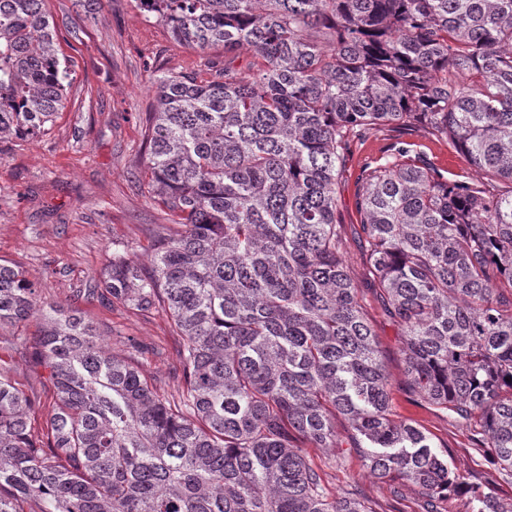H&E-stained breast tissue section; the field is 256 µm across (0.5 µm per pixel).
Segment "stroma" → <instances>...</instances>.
Listing matches in <instances>:
<instances>
[{
	"label": "stroma",
	"mask_w": 512,
	"mask_h": 512,
	"mask_svg": "<svg viewBox=\"0 0 512 512\" xmlns=\"http://www.w3.org/2000/svg\"><path fill=\"white\" fill-rule=\"evenodd\" d=\"M44 10L61 27L78 30L83 43L61 52L74 62L66 107L50 129L33 140L0 141V259L20 268L43 303L80 309L112 352L134 356L144 377L169 399H178L179 338L160 311L140 312L108 302L86 301L114 250L149 265L159 242L172 233L166 208L153 201L142 175L144 121L155 105V78L193 74L223 65L224 50L199 52L176 44L167 26L147 16L136 0H102L88 13L75 0H45ZM451 179L480 183L497 194L512 186L470 165L445 137L421 125L369 128L349 136L337 164V214L341 257L363 298L391 381L395 417L419 424L435 446L447 448L453 469L497 481L501 502H512V484L498 482L470 431L409 390L402 331L385 311L370 272L358 211L368 172L398 152ZM40 331L38 320L0 328V374L39 400L31 416L42 431L53 387L19 341ZM309 463L333 494L353 493L373 512H426L418 489L399 479L373 477L359 450L304 446Z\"/></svg>",
	"instance_id": "35a3bbf8"
}]
</instances>
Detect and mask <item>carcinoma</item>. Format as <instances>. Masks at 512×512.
<instances>
[{
    "mask_svg": "<svg viewBox=\"0 0 512 512\" xmlns=\"http://www.w3.org/2000/svg\"><path fill=\"white\" fill-rule=\"evenodd\" d=\"M137 2L175 40L245 47L258 68L156 79L143 174L181 231L150 271L118 252L85 290L170 318L183 391L161 395L0 263V325L40 319L21 347L54 386L35 433L37 402L0 374V512H371L330 494L298 446L341 447L338 416L376 478L512 512L393 417L336 216L340 150L366 128L423 123L512 182V0ZM42 3L0 0V141L39 137L65 108L70 64ZM359 211L409 389L512 480V194L396 159L367 174Z\"/></svg>",
    "mask_w": 512,
    "mask_h": 512,
    "instance_id": "obj_1",
    "label": "carcinoma"
}]
</instances>
